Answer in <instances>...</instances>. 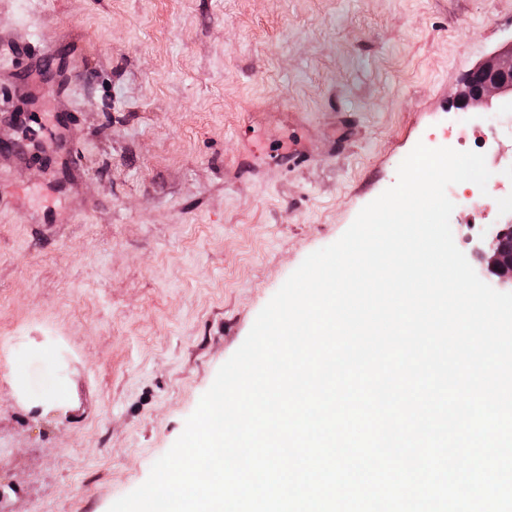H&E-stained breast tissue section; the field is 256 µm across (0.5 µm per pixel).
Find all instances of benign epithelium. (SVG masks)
I'll use <instances>...</instances> for the list:
<instances>
[{
  "instance_id": "benign-epithelium-1",
  "label": "benign epithelium",
  "mask_w": 512,
  "mask_h": 512,
  "mask_svg": "<svg viewBox=\"0 0 512 512\" xmlns=\"http://www.w3.org/2000/svg\"><path fill=\"white\" fill-rule=\"evenodd\" d=\"M512 95V42L469 71L453 95L460 112H471L493 95ZM476 259L489 275L491 287L512 289V224H495L475 248Z\"/></svg>"
}]
</instances>
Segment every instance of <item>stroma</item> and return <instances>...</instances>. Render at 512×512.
I'll list each match as a JSON object with an SVG mask.
<instances>
[{
    "mask_svg": "<svg viewBox=\"0 0 512 512\" xmlns=\"http://www.w3.org/2000/svg\"><path fill=\"white\" fill-rule=\"evenodd\" d=\"M511 42L512 0H0V512H108L144 483ZM501 103L461 116L497 186Z\"/></svg>",
    "mask_w": 512,
    "mask_h": 512,
    "instance_id": "obj_1",
    "label": "stroma"
}]
</instances>
